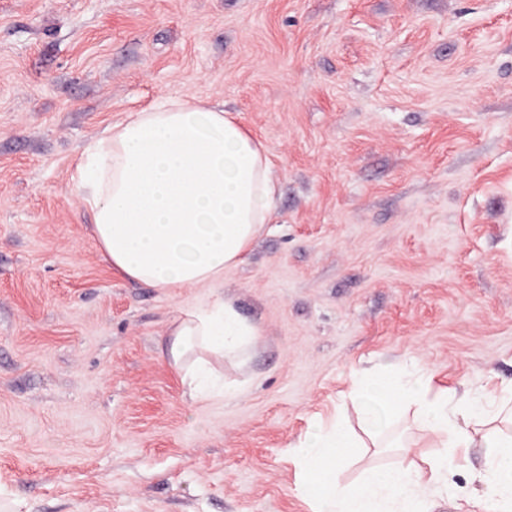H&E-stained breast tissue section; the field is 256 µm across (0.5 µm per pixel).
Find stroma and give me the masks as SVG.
I'll use <instances>...</instances> for the list:
<instances>
[{"mask_svg": "<svg viewBox=\"0 0 512 512\" xmlns=\"http://www.w3.org/2000/svg\"><path fill=\"white\" fill-rule=\"evenodd\" d=\"M237 114L279 181L221 291L242 390L191 399L164 292L73 179L156 99ZM512 385V0H0V512H311L288 449L362 369Z\"/></svg>", "mask_w": 512, "mask_h": 512, "instance_id": "stroma-1", "label": "stroma"}]
</instances>
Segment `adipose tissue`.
<instances>
[{
	"instance_id": "ef3b65f1",
	"label": "adipose tissue",
	"mask_w": 512,
	"mask_h": 512,
	"mask_svg": "<svg viewBox=\"0 0 512 512\" xmlns=\"http://www.w3.org/2000/svg\"><path fill=\"white\" fill-rule=\"evenodd\" d=\"M91 233L107 260L129 278L165 291L206 286L213 299L173 320L167 359L191 398L230 397L223 364L250 355L256 326L217 290L268 224L278 181L264 145L236 115L185 97L163 98L96 140L74 175ZM371 401L387 419L413 408L435 439L424 467L390 463L349 487L330 474L354 442L344 410L312 424L292 447L300 491L312 512H433L469 449L484 451L474 479L483 512H512V388L493 403L480 391H435L413 371L361 381L352 402Z\"/></svg>"
}]
</instances>
